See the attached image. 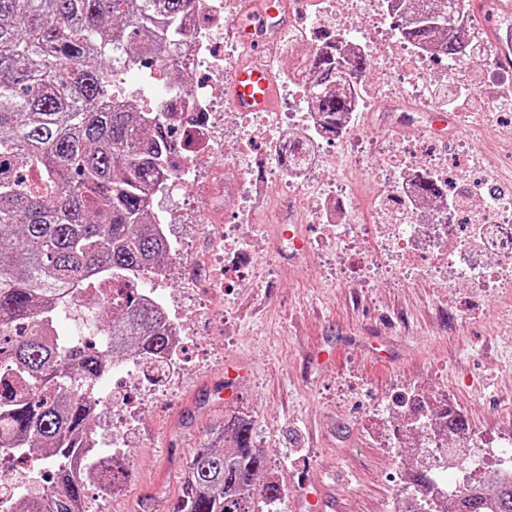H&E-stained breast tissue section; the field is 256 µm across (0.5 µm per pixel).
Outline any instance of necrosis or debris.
<instances>
[{"label":"necrosis or debris","instance_id":"1","mask_svg":"<svg viewBox=\"0 0 512 512\" xmlns=\"http://www.w3.org/2000/svg\"><path fill=\"white\" fill-rule=\"evenodd\" d=\"M276 6L295 19L279 36L280 52L289 58L279 75L287 111L240 112L225 104L224 84L232 75L236 55L245 50L243 43L224 40V30L239 9L237 0H200L180 22L188 38L187 48L172 54L178 67L193 78L191 93L177 117L191 145L174 174L163 178L161 184L167 194L188 201L196 199L202 187L210 194L238 201L232 217L212 222L217 252L204 262L211 272V287L259 283L262 274L252 259L254 247L238 226L252 220L255 193L279 186L284 190L285 211L309 208L315 223L332 227L331 239L337 249L391 262L409 276L430 275L444 281L452 296L464 285L489 294H512L511 184L483 174L475 163L465 169L450 168L442 153L418 160L417 144L428 137L421 131L416 138L382 147V186L371 222L361 227L355 218L358 202L346 186L326 174L329 162L321 143L320 114L305 92L307 52L320 48L327 33L340 35L350 52L371 49L374 38L385 34L383 25L391 14L388 0H347L341 11L336 0H277ZM364 13L378 22L373 35L357 29V18ZM388 56L387 85L409 90L417 111H444L447 102L435 97L434 87L450 85L455 93L463 91L459 60L435 61L432 53L402 39L390 42ZM352 103L342 121L345 134L358 132L359 116L369 109L400 126L413 123L408 115H396L392 99H375L361 88L353 92ZM299 131L311 140L302 160L289 153ZM228 140L237 155L225 165H217ZM258 165L274 168L272 176L261 183L250 177ZM426 180L447 189L449 200L426 202L420 190Z\"/></svg>","mask_w":512,"mask_h":512}]
</instances>
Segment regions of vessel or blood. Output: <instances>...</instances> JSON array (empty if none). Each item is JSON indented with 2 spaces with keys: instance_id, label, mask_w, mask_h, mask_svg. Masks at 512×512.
Segmentation results:
<instances>
[{
  "instance_id": "b4317fda",
  "label": "vessel or blood",
  "mask_w": 512,
  "mask_h": 512,
  "mask_svg": "<svg viewBox=\"0 0 512 512\" xmlns=\"http://www.w3.org/2000/svg\"><path fill=\"white\" fill-rule=\"evenodd\" d=\"M287 24V16L271 11L268 0H255L252 12L227 29V36L239 39L249 47L248 57L236 65L228 85L229 101L235 109L242 112L272 110L277 87L264 57L275 49L271 32Z\"/></svg>"
}]
</instances>
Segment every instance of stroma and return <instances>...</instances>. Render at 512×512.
<instances>
[{
  "mask_svg": "<svg viewBox=\"0 0 512 512\" xmlns=\"http://www.w3.org/2000/svg\"><path fill=\"white\" fill-rule=\"evenodd\" d=\"M498 122L495 132L478 123L443 130L435 146L452 158L473 148L491 175L510 181L512 115ZM335 151L336 178L372 196L379 153L359 156L343 142ZM277 206L269 194L255 195L257 219L240 228L265 272L259 288L213 294L189 269L214 250L205 229L213 216L208 194L198 197L197 223L170 225L188 253L162 291L200 309L201 328L185 336L186 364L166 392L113 384V409L136 399L140 413L126 431L127 474L115 493L93 498L97 512H167L195 449L211 444L234 416L251 419L266 452L260 482L284 491L276 501L257 498V512H296L300 491L312 484L324 487L325 512H397L410 473L421 466L410 449L382 445L367 424L416 385L458 410L478 442L476 455L497 463V449L484 439L512 423V324L499 321L502 301L462 287L452 303L447 289L425 277L334 275L335 255L319 246L325 228L302 215L295 222L308 250L290 257L278 238ZM228 363L250 369L234 403L223 395ZM113 409L103 410L98 432L109 428Z\"/></svg>",
  "mask_w": 512,
  "mask_h": 512,
  "instance_id": "35a3bbf8",
  "label": "stroma"
}]
</instances>
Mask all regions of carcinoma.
<instances>
[{"mask_svg":"<svg viewBox=\"0 0 512 512\" xmlns=\"http://www.w3.org/2000/svg\"><path fill=\"white\" fill-rule=\"evenodd\" d=\"M198 0H0V473L22 454L57 464L55 485L21 512H85L90 477L103 494L117 468L86 445L88 394L126 354L151 364L174 343L161 309L135 292L105 300L100 286L140 279L167 260L147 187L170 173L185 138L171 112H137L103 79L162 52L176 22ZM466 0L414 4L399 34L419 48L464 57ZM368 55L345 57L342 42L310 58L309 87L325 129L339 133L350 73ZM96 301L109 345L59 335L58 319L79 297ZM446 431L468 429L447 408ZM230 446L198 448L169 512H253L255 476L266 468L251 421L228 426ZM442 512H512V479L486 493L458 489Z\"/></svg>","mask_w":512,"mask_h":512,"instance_id":"carcinoma-1","label":"carcinoma"}]
</instances>
